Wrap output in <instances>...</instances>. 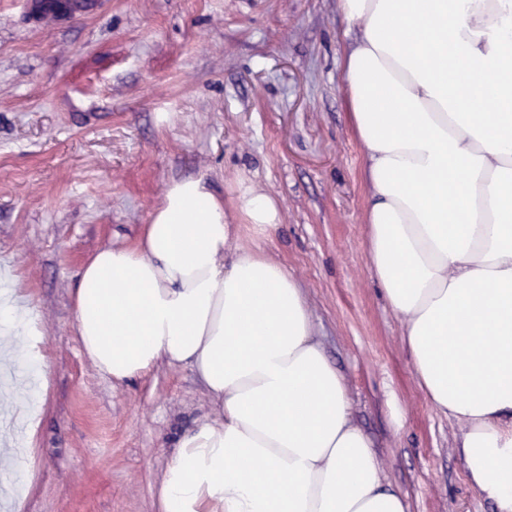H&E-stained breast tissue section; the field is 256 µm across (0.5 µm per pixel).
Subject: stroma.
<instances>
[{
    "instance_id": "obj_1",
    "label": "stroma",
    "mask_w": 512,
    "mask_h": 512,
    "mask_svg": "<svg viewBox=\"0 0 512 512\" xmlns=\"http://www.w3.org/2000/svg\"><path fill=\"white\" fill-rule=\"evenodd\" d=\"M30 7L0 0V277L39 313L49 371L32 450L0 464V489L26 487L22 512H155L171 436L217 409L185 364L127 386L96 372L71 290L172 182L202 179L230 211L247 179L278 202L265 248L299 283L387 487L409 512H494L370 273L336 0H90L48 28Z\"/></svg>"
}]
</instances>
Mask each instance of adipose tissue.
<instances>
[{"label": "adipose tissue", "instance_id": "1", "mask_svg": "<svg viewBox=\"0 0 512 512\" xmlns=\"http://www.w3.org/2000/svg\"><path fill=\"white\" fill-rule=\"evenodd\" d=\"M348 118L365 152L366 252L428 402L455 420L468 480L512 512V0H336ZM256 236L282 222L243 182ZM202 179L168 187L130 244L73 290L96 371L124 384L186 364L217 407L178 433L157 512H408L354 422L285 265ZM37 312L0 290V359L44 371Z\"/></svg>", "mask_w": 512, "mask_h": 512}]
</instances>
